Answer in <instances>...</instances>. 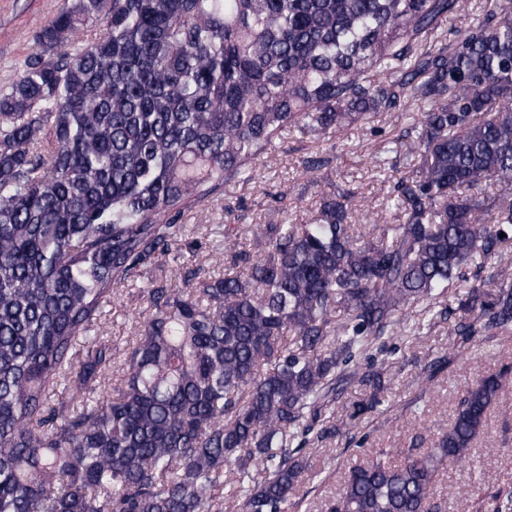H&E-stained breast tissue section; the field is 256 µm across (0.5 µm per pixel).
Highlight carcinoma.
<instances>
[{
	"label": "carcinoma",
	"instance_id": "1",
	"mask_svg": "<svg viewBox=\"0 0 512 512\" xmlns=\"http://www.w3.org/2000/svg\"><path fill=\"white\" fill-rule=\"evenodd\" d=\"M464 0H71L0 92V512H287L300 437L347 384L380 403L385 337L454 320L457 348L512 325V11L427 44ZM90 22L103 29L79 37ZM426 100L423 162L376 216L349 195L307 224H265L257 259L147 288L115 395L90 335L115 288L178 248L185 211L257 178L285 132L326 134ZM500 184L490 196L484 185ZM475 269L479 283L456 293ZM457 301V307L445 298ZM422 308L410 323L405 311ZM500 375L459 396L420 457L381 449L328 512H433L471 460ZM233 475L224 481V473Z\"/></svg>",
	"mask_w": 512,
	"mask_h": 512
}]
</instances>
